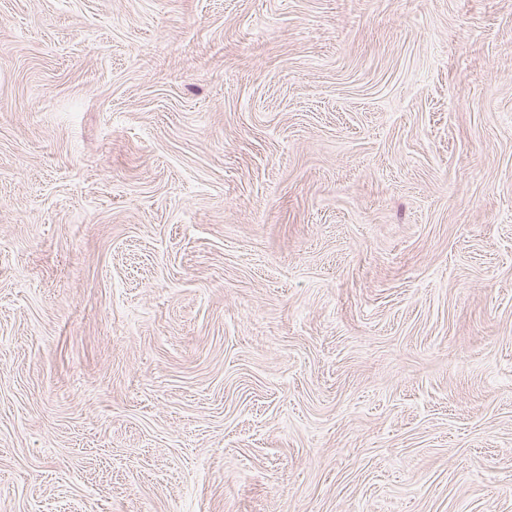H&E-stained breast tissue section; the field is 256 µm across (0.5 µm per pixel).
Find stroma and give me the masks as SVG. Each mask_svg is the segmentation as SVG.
Returning a JSON list of instances; mask_svg holds the SVG:
<instances>
[{"mask_svg": "<svg viewBox=\"0 0 512 512\" xmlns=\"http://www.w3.org/2000/svg\"><path fill=\"white\" fill-rule=\"evenodd\" d=\"M0 512H512V0H0Z\"/></svg>", "mask_w": 512, "mask_h": 512, "instance_id": "1", "label": "stroma"}]
</instances>
